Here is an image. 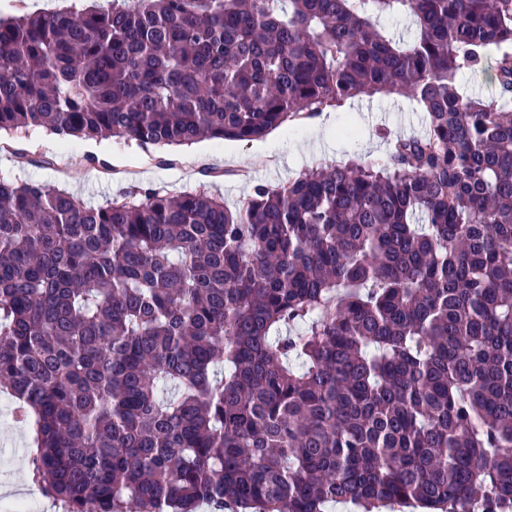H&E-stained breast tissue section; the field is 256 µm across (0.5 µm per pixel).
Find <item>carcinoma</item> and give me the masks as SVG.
Here are the masks:
<instances>
[{"label": "carcinoma", "instance_id": "cac0c4a2", "mask_svg": "<svg viewBox=\"0 0 512 512\" xmlns=\"http://www.w3.org/2000/svg\"><path fill=\"white\" fill-rule=\"evenodd\" d=\"M381 92L425 132L233 210L0 180V392L62 512H512V0L0 16V131L250 142ZM385 27L393 39L400 42H408L415 35V26L410 15L403 12L380 15L377 18ZM491 74L492 70L489 67L476 72L462 70L458 76L459 83L465 88L467 95L487 97L495 92Z\"/></svg>", "mask_w": 512, "mask_h": 512}]
</instances>
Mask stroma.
<instances>
[{"mask_svg":"<svg viewBox=\"0 0 512 512\" xmlns=\"http://www.w3.org/2000/svg\"><path fill=\"white\" fill-rule=\"evenodd\" d=\"M347 125L354 127V135L344 134ZM424 130V114L410 98L384 94L287 123L248 143L219 144L205 139L197 146L160 147L112 137L92 143L75 137L64 140L36 128L10 135L9 148L0 150V179L39 180L95 206L131 186L172 195L203 187L223 196L233 208L253 186H279L312 167L334 165L354 156L383 161L388 138ZM1 440L10 446L0 454L6 468L0 486L31 490L29 431L0 416Z\"/></svg>","mask_w":512,"mask_h":512,"instance_id":"stroma-1","label":"stroma"}]
</instances>
